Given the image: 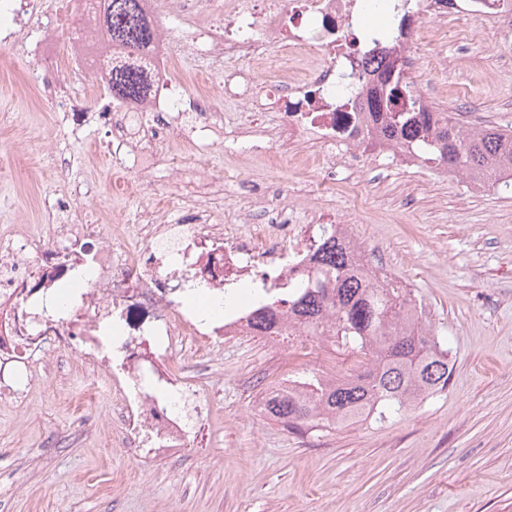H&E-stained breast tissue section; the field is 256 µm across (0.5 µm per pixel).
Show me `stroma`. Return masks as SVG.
Segmentation results:
<instances>
[{"label": "stroma", "instance_id": "stroma-1", "mask_svg": "<svg viewBox=\"0 0 512 512\" xmlns=\"http://www.w3.org/2000/svg\"><path fill=\"white\" fill-rule=\"evenodd\" d=\"M501 39L488 29L467 43L449 28L419 45L422 63L409 78L438 111L512 126V55L497 51ZM38 65L27 41L0 51V234L25 248L45 240V200L69 195L52 168L56 155L90 158L72 175L96 189L74 209L128 227L143 208L174 212L197 199L199 188L184 186L183 174L199 162L224 179L212 203L232 213L240 189L231 178L243 173L255 189L272 190L280 207L349 219L443 338L451 379L400 419L298 434L254 412L251 399L256 385L315 370L317 350L231 348L198 372L209 407L201 436L164 457L120 444L111 391L90 389L80 354L65 349L50 371L33 372L21 402L0 405V512H512L511 188L475 189L379 148L367 152L353 186L330 187L316 150L300 155L270 142L263 155L231 157L218 144L197 153L178 132L159 145L167 165L139 190L134 172L112 163L106 128L89 124L71 135L54 107L61 95L96 112L106 98L78 84L21 87ZM228 72L270 84L277 71L232 59L196 77L216 106L270 125V114L225 99Z\"/></svg>", "mask_w": 512, "mask_h": 512}]
</instances>
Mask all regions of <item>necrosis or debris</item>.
Masks as SVG:
<instances>
[{
    "instance_id": "4bbe7bcc",
    "label": "necrosis or debris",
    "mask_w": 512,
    "mask_h": 512,
    "mask_svg": "<svg viewBox=\"0 0 512 512\" xmlns=\"http://www.w3.org/2000/svg\"><path fill=\"white\" fill-rule=\"evenodd\" d=\"M376 2L182 0L186 15L205 13L208 21L194 24L182 42L159 30L147 54L151 82L145 97L133 105H112L98 119L114 145L131 146L123 165L143 179L160 165L157 142L184 128L190 130L194 148L220 137L225 152L252 153L257 144L214 108L204 88L186 94L185 81L174 69L185 53L193 56L201 73L226 59L245 58L257 68L273 62L280 74L275 84L260 85L249 77L228 80L225 98L272 101L279 115L278 138L303 149L319 146L327 181L348 179L367 146L380 139L379 126L366 107L382 85L377 60L395 63L405 72L415 69L420 64L416 44L431 40L438 23L452 22L474 32L490 24L512 30V0H467L453 12L420 7L405 36L385 46L377 30L362 23L364 11L373 10ZM40 7L39 0H0L1 49L29 35V20ZM29 37L33 53L47 67L54 66L52 38L43 33ZM109 52L91 38L73 43L63 78L101 88L104 81L94 78L90 65ZM51 209L56 220L48 227L50 242L37 245L33 258L21 263L10 246L0 247V299L14 306L11 324H0V337H35L34 346H23L16 360L41 365L46 362L44 348H62L77 334L90 337L83 356L118 393L114 414L124 425L122 445L177 455L202 429L208 407L198 390L173 374L171 360L191 343L236 344L256 334L251 321L256 303L251 299L225 310L219 326L187 316L179 302L184 273L199 271L218 296L231 297L245 283H263L278 301H287L289 283L305 281L316 271L310 255L320 225L312 215L270 207L264 195L234 224L225 223L223 209L196 206L188 209L183 223L169 224L154 207L132 226L150 253L145 259L119 246L118 225L86 223L63 199ZM91 239L99 241V248L89 257H78V242ZM162 241L170 248L159 255L155 249ZM64 279L82 281L80 292L69 309L44 310L43 290Z\"/></svg>"
}]
</instances>
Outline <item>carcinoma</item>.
I'll list each match as a JSON object with an SVG mask.
<instances>
[{"mask_svg": "<svg viewBox=\"0 0 512 512\" xmlns=\"http://www.w3.org/2000/svg\"><path fill=\"white\" fill-rule=\"evenodd\" d=\"M114 54L107 57L108 88L116 100L135 101L144 74L135 65L152 43L156 27L142 0H109L95 13ZM372 116L383 115L385 140L402 143L424 162L485 183L512 184V128L464 130L456 117L423 103L413 83L398 75L385 101L371 100ZM315 259L320 275L290 290V310L301 332L331 323L337 348L368 356L356 374L324 387L317 376L306 398L277 396L268 412L298 432L330 431L338 425L399 418L416 402L448 389V348L431 326L410 322L405 288H389L355 269L357 258L328 237Z\"/></svg>", "mask_w": 512, "mask_h": 512, "instance_id": "1", "label": "carcinoma"}]
</instances>
